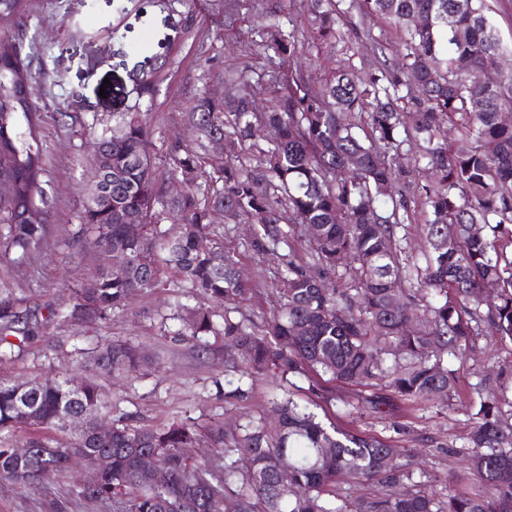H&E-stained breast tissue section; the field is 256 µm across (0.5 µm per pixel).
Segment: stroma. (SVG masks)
I'll list each match as a JSON object with an SVG mask.
<instances>
[{
	"label": "stroma",
	"mask_w": 512,
	"mask_h": 512,
	"mask_svg": "<svg viewBox=\"0 0 512 512\" xmlns=\"http://www.w3.org/2000/svg\"><path fill=\"white\" fill-rule=\"evenodd\" d=\"M228 14L234 18L230 26L224 22ZM347 21L356 25L357 37L320 49L303 47L298 63L312 85H320L346 58L351 59L357 76L365 77L373 59L372 37H380L391 49L400 43L399 31L378 16L357 12ZM267 25L264 0H224L218 13L206 0L192 5L171 0L162 6L156 0H35L26 23L23 57L43 115L39 138L49 170L45 192L51 230L47 242L29 261L0 258V288L25 296L31 309L40 312L59 302L61 278L91 283L99 269L98 248L89 239L77 250L68 243L77 229L96 123L109 122L113 113L137 104L153 118L150 154L156 163L165 162L174 137L196 145V136L183 125L182 114L197 90L222 94L224 76L230 72L253 84L277 64V57L263 51ZM150 57L166 61L165 78L153 98L141 99L135 76ZM72 103L82 124L76 133L57 120L58 110ZM223 232L225 248L237 254L248 285L256 291L243 313L255 325H262L277 305V267L247 248L244 226L229 224ZM177 300L187 305L192 302L185 283L176 280L155 292L133 295L107 323H53L30 347L0 362V375L15 380L34 375L51 378L81 354H92L113 341H127L141 350L137 373L107 376L89 362L81 370L111 402L113 419L161 423L187 415L232 427L269 415L273 394L269 378L240 377L223 337H209L207 346L200 347L194 339L168 331L166 324ZM448 365L457 375V389L448 405L418 410L392 398L386 415L379 416L362 406L364 398L376 394V387L339 382L335 385L338 401L327 409V419L402 448L419 449L422 439H431L438 452L421 453L422 482L440 496L455 494L464 486L465 463L459 450L471 426L469 415L478 400V388L503 387L507 402H512V346L486 337L475 350L449 360ZM238 384L248 390V397L235 393ZM448 447L455 449V456L445 455ZM85 475L79 463L69 478L34 490L2 481L0 512H112L111 503L73 496V482Z\"/></svg>",
	"instance_id": "stroma-1"
}]
</instances>
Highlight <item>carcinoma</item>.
<instances>
[{"instance_id": "obj_1", "label": "carcinoma", "mask_w": 512, "mask_h": 512, "mask_svg": "<svg viewBox=\"0 0 512 512\" xmlns=\"http://www.w3.org/2000/svg\"><path fill=\"white\" fill-rule=\"evenodd\" d=\"M357 0H310L314 40L332 44L339 20ZM367 12L404 32L397 65L382 62L366 78L351 65L333 69L313 87L298 67L251 85L227 81L222 99L205 92L193 98L185 121L199 148L234 137L254 148L256 165L212 161L179 138L169 143L167 166L147 157L154 129L139 104L112 113L89 161L90 182L109 179L103 200H88L79 212L77 245L83 234L100 238L102 267L95 288L66 284L63 301L38 316L8 288L0 289V355L32 344L50 324L74 320L99 324L127 300L165 285L174 274L196 301L180 305L178 336H222L236 348L248 375L288 381L304 377L316 406H329L334 392L323 377L349 385L378 380L417 406L444 402L456 389L445 357L473 348L481 336L512 344V123L500 118L512 103V79L489 82L485 72L504 46L486 13V0H363ZM30 18L31 0H0V13ZM274 0L263 49L294 62L302 41L279 25ZM24 33L0 38V177L14 195L0 200V256L29 259L49 235V226L29 223L36 208L48 207L49 171L39 139L40 107L24 65ZM165 63L140 76L138 96H152ZM430 173L420 196L430 211L421 232L424 264H403L400 233L411 223L410 173L399 166L409 133ZM266 137L268 147L258 145ZM354 157L360 173L336 179V168ZM181 181L184 193L170 200L166 183ZM224 210V223L245 217L255 225L247 246L279 259V308L256 328L236 314L254 289L239 275V260L224 249L210 220ZM130 211L143 216L144 233L133 236ZM169 214L194 231L160 230ZM300 226L308 247L302 257L282 225ZM212 241L201 252L197 236ZM124 256L112 264L113 253ZM336 278V287L323 288ZM409 281L410 287H394ZM497 285L491 300L482 288ZM224 305V315L208 303ZM141 354L114 341L93 357L108 375L140 367ZM278 425L264 417L226 430L186 417L159 424H112V437L96 438L101 417L112 416L97 384L64 371L55 381L19 382L0 376V480L35 489L67 469L70 455H102L109 464L93 486L80 482L72 494L109 501L113 512H512V415L496 400L479 401L472 413L466 461L474 483L446 499L413 482L410 455L384 439L327 424L293 399L273 396ZM28 409L29 421L19 411ZM82 413L83 433L71 434L66 419ZM24 431L34 459L21 461L13 438ZM145 453L166 470V484L142 478ZM246 457L249 466L238 462ZM293 464L300 494L280 497L277 468ZM381 486L372 497L340 493L342 476Z\"/></svg>"}]
</instances>
